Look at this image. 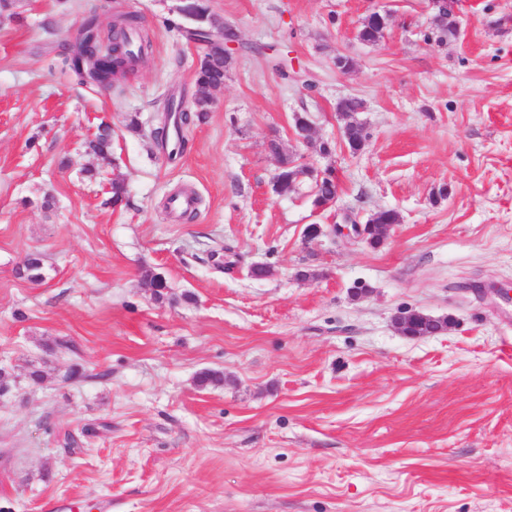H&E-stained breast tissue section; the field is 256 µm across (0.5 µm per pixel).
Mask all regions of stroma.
I'll return each mask as SVG.
<instances>
[{
    "instance_id": "stroma-1",
    "label": "stroma",
    "mask_w": 512,
    "mask_h": 512,
    "mask_svg": "<svg viewBox=\"0 0 512 512\" xmlns=\"http://www.w3.org/2000/svg\"><path fill=\"white\" fill-rule=\"evenodd\" d=\"M181 5L21 0L0 20V512H512V0H455L441 44L428 0H211L240 45L171 161L152 131L167 96L193 107L205 51ZM375 9L391 21L362 42ZM118 13L148 61L79 84L64 47ZM303 112L332 153L296 140ZM272 138L336 172L333 209L274 192ZM118 177L129 203L105 206ZM182 189L194 220L165 209ZM383 209L400 222L378 246L304 238ZM406 310L453 325L407 336Z\"/></svg>"
}]
</instances>
